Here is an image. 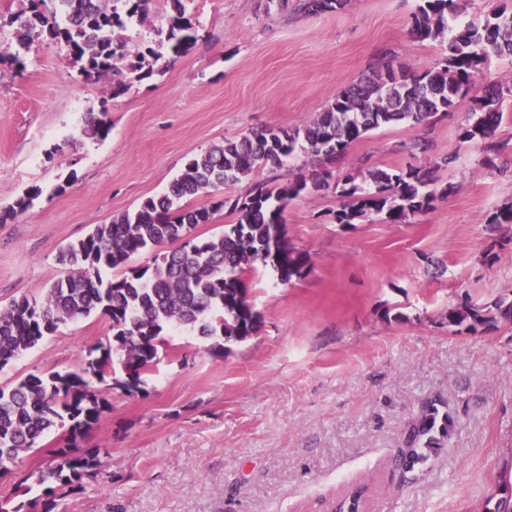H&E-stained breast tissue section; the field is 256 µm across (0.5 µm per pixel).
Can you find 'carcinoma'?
Instances as JSON below:
<instances>
[{"instance_id": "cac0c4a2", "label": "carcinoma", "mask_w": 512, "mask_h": 512, "mask_svg": "<svg viewBox=\"0 0 512 512\" xmlns=\"http://www.w3.org/2000/svg\"><path fill=\"white\" fill-rule=\"evenodd\" d=\"M154 0H28V7L10 19L18 49L0 52V64L24 66L21 51L39 38L65 45L72 64L86 80L114 76L112 93L126 92L131 80L152 76L163 58L147 48L152 62L137 61L123 75L116 62L126 56L120 32L149 18ZM165 41L173 55L186 53L194 36L186 0H166ZM460 9L459 0H423L412 18V31L421 40L448 36L446 54L436 66L423 71L378 67L336 94L322 112L295 128H265L208 150L191 159L167 191L149 198L135 212H125L108 224L61 250L59 262L67 267L40 297L23 296L0 307V369L35 348L59 325L94 312L112 322L113 346L88 348L82 373H31L10 390L0 388V477L11 472L20 454L39 444L53 428L68 425L71 447L61 449L55 466L40 472L35 484L41 494L34 502L19 503L0 512H55L57 490L75 491L83 479L95 475L99 452L82 450L84 439L107 409V400L84 376L98 380L114 371L112 350L121 352L125 379L114 386L129 393L138 390L142 375L156 363L164 333L170 328L215 337L211 350L225 355L230 344L257 334L261 315L249 299V283L258 267L271 268L288 282L308 274V256L289 245L283 210L286 203L330 188L343 198L333 212L337 224L349 225L371 213L397 224L427 212L453 192L434 187L429 167L408 164L396 169H372L356 183L351 172L333 175L326 164L346 154L356 141L382 127L420 125L460 108H467L460 137L497 152L496 136L504 118V103L512 98V79L489 86L480 96L469 91L475 73L493 57L512 55V13L494 12L482 23L448 25ZM319 164L308 173L273 190L263 180H250L260 167L275 168L297 153ZM248 181L236 198L211 207L185 209L179 201L208 193L226 184ZM41 193L33 187L13 204L0 209V223L25 213ZM228 208L235 223L208 238H185L199 224H209L216 211ZM157 249L152 263L132 267L133 257ZM112 271V278L103 273ZM448 326L471 332L488 331L500 321L512 322V302L491 305L465 302L448 309ZM448 413L431 404L411 427L404 446L397 449L400 471L425 465L438 441L445 437Z\"/></svg>"}]
</instances>
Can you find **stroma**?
I'll return each instance as SVG.
<instances>
[{"mask_svg":"<svg viewBox=\"0 0 512 512\" xmlns=\"http://www.w3.org/2000/svg\"><path fill=\"white\" fill-rule=\"evenodd\" d=\"M299 2L189 0L195 42L176 57L157 0L125 37L159 49L165 65L118 96L46 39L24 69L0 65V208L42 190L0 224V306L39 295L64 274L62 246L160 196L197 155L300 125L372 68H431L447 45L413 35L420 0H341L318 14ZM91 112L110 125L106 138L85 134ZM464 122L460 109L384 127L339 161L362 175L412 161L453 186L406 222L334 223L342 200L330 189L289 201L287 238L311 270L284 283L259 269L250 301L260 329L228 355L184 331L160 347L138 393L91 379L110 403L84 441L101 464L57 512H330L358 488L366 512H494L512 494V322L457 332L445 315L512 301V225L488 223L512 202V113L494 170L481 145L460 139ZM419 138L429 150L410 155ZM449 155L455 163L442 166ZM111 338L102 314L67 322L1 369L0 388L80 371L84 351ZM432 402L454 425L426 465L400 474L393 454ZM67 438L53 430L20 454L0 501L18 505L17 482L53 466ZM41 193L39 187H32L29 191L26 192L23 196L16 199L13 204L0 209V223L4 224L8 220H12L17 216L25 213L35 198H37Z\"/></svg>","mask_w":512,"mask_h":512,"instance_id":"stroma-1","label":"stroma"}]
</instances>
